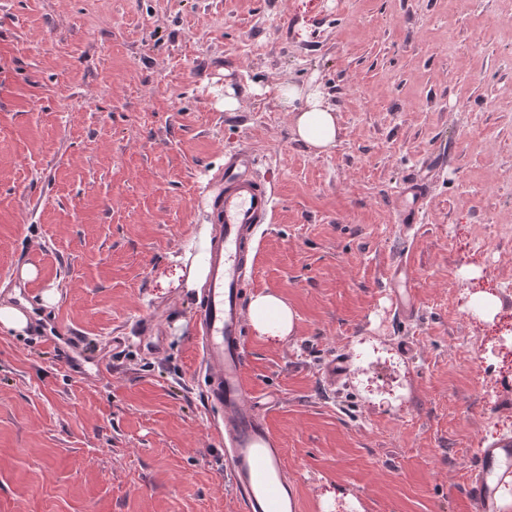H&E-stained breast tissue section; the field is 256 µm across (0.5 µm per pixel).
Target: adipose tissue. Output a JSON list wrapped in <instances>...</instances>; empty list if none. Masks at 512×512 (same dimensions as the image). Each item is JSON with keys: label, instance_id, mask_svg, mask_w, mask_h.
<instances>
[{"label": "adipose tissue", "instance_id": "adipose-tissue-1", "mask_svg": "<svg viewBox=\"0 0 512 512\" xmlns=\"http://www.w3.org/2000/svg\"><path fill=\"white\" fill-rule=\"evenodd\" d=\"M282 107L294 115V130L303 143L321 153L336 146L338 128L335 112L325 107L319 87L282 86L277 90ZM253 327L262 335L273 338L292 332L293 311L276 295L255 296L249 307Z\"/></svg>", "mask_w": 512, "mask_h": 512}]
</instances>
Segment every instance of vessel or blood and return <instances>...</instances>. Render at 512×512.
Returning <instances> with one entry per match:
<instances>
[{
    "instance_id": "1",
    "label": "vessel or blood",
    "mask_w": 512,
    "mask_h": 512,
    "mask_svg": "<svg viewBox=\"0 0 512 512\" xmlns=\"http://www.w3.org/2000/svg\"><path fill=\"white\" fill-rule=\"evenodd\" d=\"M253 158L241 150L224 158L208 197L211 244L207 286L194 313L197 371L203 400L221 418L226 472L241 512H301L284 464V445L256 405L245 380L247 292L254 273V242L268 223L273 194L252 173ZM512 486V438L485 448L475 462L467 494L475 512H502Z\"/></svg>"
}]
</instances>
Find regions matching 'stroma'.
Here are the masks:
<instances>
[{"instance_id":"35a3bbf8","label":"stroma","mask_w":512,"mask_h":512,"mask_svg":"<svg viewBox=\"0 0 512 512\" xmlns=\"http://www.w3.org/2000/svg\"><path fill=\"white\" fill-rule=\"evenodd\" d=\"M288 84L320 87L334 149ZM237 149L274 190L250 293L295 314L248 329L246 382L301 512H473L512 437V0H0V303L30 318L0 330V512H240L188 284ZM279 103L294 113V130L303 143L317 154L336 146L338 128L335 112L324 106L318 86H282L277 90ZM297 102L303 103L300 106ZM249 315L253 327L264 336H287L293 330L294 313L276 295L255 296L250 302ZM512 486V438L485 448L473 465L467 494L476 512H501L503 490Z\"/></svg>"}]
</instances>
